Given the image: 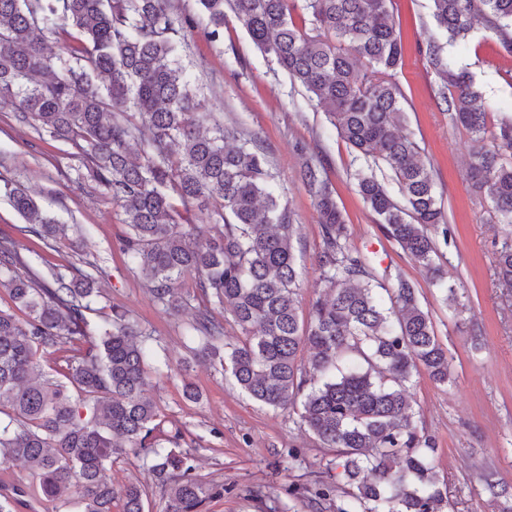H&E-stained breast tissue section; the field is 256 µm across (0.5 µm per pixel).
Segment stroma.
Listing matches in <instances>:
<instances>
[{"label":"stroma","mask_w":512,"mask_h":512,"mask_svg":"<svg viewBox=\"0 0 512 512\" xmlns=\"http://www.w3.org/2000/svg\"><path fill=\"white\" fill-rule=\"evenodd\" d=\"M393 13L404 45L401 67L393 74L405 95L406 130L431 164L448 220L441 245L448 280L463 305L454 312L399 245L387 238L358 192L355 172L364 162L338 136L327 115L294 85L272 57L261 52L235 20L224 26L223 41L212 43L201 31L177 46V55L201 85L206 111L245 135L258 137L272 161L274 186L299 229L294 241L302 273L299 315L308 319L320 286L316 255L321 245L319 215L301 178L305 161L320 163L348 230L352 249L366 254L377 275L400 276L419 290L440 342L448 349L455 378L433 383L425 371L413 376L415 421L435 441L433 457L448 487V512H494L484 478L512 487V295L498 288L494 261L512 241V224L492 220L472 192L467 176L474 143L452 127L440 108V80L420 45L447 35L436 24L430 0H394ZM466 61L485 103L488 131L512 117V53L484 29L467 43ZM79 161L69 144L42 139L29 125L0 108V176L18 181L63 224L79 229L75 242L45 247L23 239L27 257L40 268L91 263L101 289L91 324L102 325L113 310L126 311L151 335L155 358L168 372L152 376L154 396L165 429H181L182 447L192 449L196 474L223 485L208 512H313L303 495L325 470L332 455L302 425L298 411L271 409L252 400L220 366L199 356L186 337L192 311L173 316L158 304L145 281L120 251L119 209L88 178L70 180ZM479 342H471L470 332ZM199 394L185 399V385Z\"/></svg>","instance_id":"stroma-1"}]
</instances>
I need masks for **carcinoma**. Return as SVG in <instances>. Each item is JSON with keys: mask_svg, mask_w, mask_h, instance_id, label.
<instances>
[{"mask_svg": "<svg viewBox=\"0 0 512 512\" xmlns=\"http://www.w3.org/2000/svg\"><path fill=\"white\" fill-rule=\"evenodd\" d=\"M431 2L448 45L466 44L480 24L512 49V0ZM197 3L190 29L201 25L219 41L232 14L359 156L391 169L400 198L371 173L357 174L358 191L385 235L457 304L431 234L448 233L436 183L402 130L404 94L392 75L403 45L392 0ZM298 11L308 26L294 24ZM185 36L170 0H0V104L40 136L71 144L121 209L120 249L156 301L172 314L196 302L189 335L202 356L253 400L301 406V424L336 451L352 486L336 512H445L435 443L417 428L411 383L420 367L438 385L453 377L418 289L401 278L386 283L350 249L333 192L310 161L301 177L320 217L322 291L301 321L298 225L276 194L270 156L233 128L204 126L207 114L175 59ZM424 55L450 123L476 144L468 163L474 192L512 224V119L484 145L486 112L462 53L430 42ZM0 194L25 220L22 235L48 248L69 238L71 225L17 182L0 178ZM495 277L512 292V243L498 251ZM188 278L194 288L184 292ZM0 290L24 313L0 309V464L20 461L35 480L1 483L0 512L33 510L29 498L53 504L67 492L77 512H145L144 486L131 484L120 498L112 488V466L130 452L150 461L164 512H206L224 495V486L194 474L191 452L179 449L181 430L164 429L149 393L150 334L125 311H112L103 327L88 320L99 297L92 273L35 269L16 239L0 237ZM216 307L240 329L237 341L224 340ZM59 352L63 380L54 382L43 363ZM485 491L512 512L507 489L488 480ZM306 492L326 501L338 483L318 479Z\"/></svg>", "mask_w": 512, "mask_h": 512, "instance_id": "obj_1", "label": "carcinoma"}]
</instances>
